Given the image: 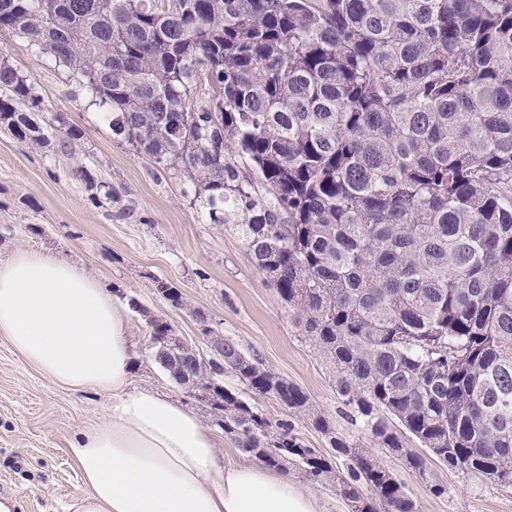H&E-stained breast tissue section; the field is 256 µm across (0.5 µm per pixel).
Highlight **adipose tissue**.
I'll return each mask as SVG.
<instances>
[{
  "label": "adipose tissue",
  "mask_w": 512,
  "mask_h": 512,
  "mask_svg": "<svg viewBox=\"0 0 512 512\" xmlns=\"http://www.w3.org/2000/svg\"><path fill=\"white\" fill-rule=\"evenodd\" d=\"M128 306L56 255L22 250L0 264V335L50 382L112 396L67 450L86 488L76 512H320L288 476L224 459L174 398L129 388Z\"/></svg>",
  "instance_id": "1"
}]
</instances>
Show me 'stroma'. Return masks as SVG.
<instances>
[{
  "label": "stroma",
  "mask_w": 512,
  "mask_h": 512,
  "mask_svg": "<svg viewBox=\"0 0 512 512\" xmlns=\"http://www.w3.org/2000/svg\"><path fill=\"white\" fill-rule=\"evenodd\" d=\"M0 54L34 86L45 113H64L85 132L69 153L38 149L0 133V264L21 248L52 253L113 293L134 294L143 310L126 316L131 386L180 400L214 430L225 457L242 459L195 391L177 384L155 361L148 321H167L177 338L208 358L212 335L230 337L307 394L305 416L289 413L269 397L255 403L271 423H291L309 447L332 452L309 420L318 414L374 454L404 485L418 512H512V487L433 460L422 479L405 456L375 444L338 396L333 364L300 334L235 231L207 222L185 195L183 177L156 174L145 157L113 138L97 109L50 55L8 32L0 33ZM82 162L112 183L115 199L99 208L90 204L73 175ZM156 276L179 285L185 308L171 307L155 293ZM110 401L107 393H74L50 383L0 336V500L12 501L14 512H72L82 485L67 448L103 418ZM437 485L442 493H434Z\"/></svg>",
  "instance_id": "stroma-1"
}]
</instances>
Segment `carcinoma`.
<instances>
[{"label": "carcinoma", "instance_id": "1", "mask_svg": "<svg viewBox=\"0 0 512 512\" xmlns=\"http://www.w3.org/2000/svg\"><path fill=\"white\" fill-rule=\"evenodd\" d=\"M2 31L67 69L113 137L241 236L375 442L401 454L409 434L452 470L512 485V0H0ZM40 113L0 55L1 130L41 148L84 138ZM76 174L93 206L116 196ZM148 326L160 365L242 452L336 486L352 512H417L323 416L333 458L224 385L228 372L306 411L257 355L219 337L205 359L168 322Z\"/></svg>", "mask_w": 512, "mask_h": 512}]
</instances>
